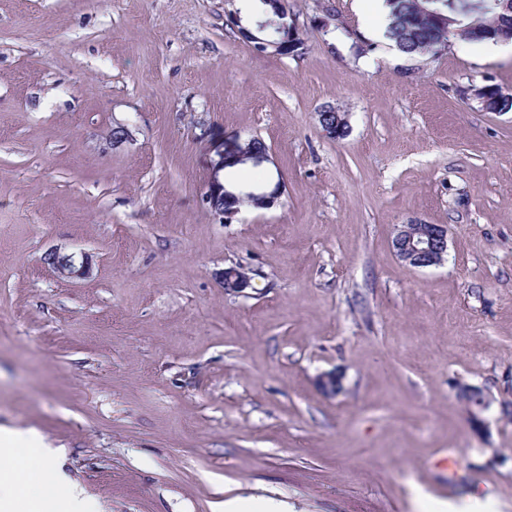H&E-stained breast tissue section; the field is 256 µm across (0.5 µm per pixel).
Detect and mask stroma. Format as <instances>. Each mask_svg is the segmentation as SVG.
I'll return each instance as SVG.
<instances>
[{"label":"stroma","instance_id":"stroma-1","mask_svg":"<svg viewBox=\"0 0 512 512\" xmlns=\"http://www.w3.org/2000/svg\"><path fill=\"white\" fill-rule=\"evenodd\" d=\"M285 5L272 55L229 0H0V426L100 512H512V110L469 94L512 93V51L408 59L375 0ZM252 137L273 163L232 178L284 193L219 222L215 144ZM412 222L447 225L442 265L397 257ZM495 92H497V97L506 100V101H512V94H505L503 91L496 87V91L492 89L489 92V96L491 98V101L488 103V98L486 96V86L482 87H476L474 89H471L472 96L481 104L483 108H487V104L490 107V111H494L496 108L498 111H503L505 109H512V104L507 102H499V100L495 97ZM330 115H336L337 120L335 122L328 120ZM317 116L320 126L330 138L339 139L342 137L347 126L344 112H340L335 106H325L318 112ZM82 260L76 264L75 255H60L57 251L47 252L44 256L45 263L51 266L61 276L67 278L82 277L89 272V258L86 254L81 255ZM255 510V511H248ZM225 512H288L283 510L281 503L272 499L262 500L256 504H250L242 500L224 501Z\"/></svg>","mask_w":512,"mask_h":512}]
</instances>
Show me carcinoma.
Masks as SVG:
<instances>
[{"label":"carcinoma","mask_w":512,"mask_h":512,"mask_svg":"<svg viewBox=\"0 0 512 512\" xmlns=\"http://www.w3.org/2000/svg\"><path fill=\"white\" fill-rule=\"evenodd\" d=\"M261 7L258 21L265 24L254 30L259 37L277 43L283 29L289 26L288 10L279 0H259ZM389 8L386 38L401 53L419 56L421 50L434 47L448 40L445 29L437 22L444 16L454 20L449 28L453 36L472 40L470 27L478 25L489 33L498 30L500 9L497 0H384Z\"/></svg>","instance_id":"obj_1"}]
</instances>
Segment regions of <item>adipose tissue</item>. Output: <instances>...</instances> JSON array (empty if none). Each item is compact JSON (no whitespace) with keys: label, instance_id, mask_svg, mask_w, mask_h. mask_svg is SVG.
Returning <instances> with one entry per match:
<instances>
[{"label":"adipose tissue","instance_id":"ef3b65f1","mask_svg":"<svg viewBox=\"0 0 512 512\" xmlns=\"http://www.w3.org/2000/svg\"><path fill=\"white\" fill-rule=\"evenodd\" d=\"M53 455L35 433L0 428V512H16L21 502L26 512H98L96 504L52 466ZM20 456L39 467L38 495H31L16 478L15 461Z\"/></svg>","mask_w":512,"mask_h":512}]
</instances>
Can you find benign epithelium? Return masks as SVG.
<instances>
[{
    "label": "benign epithelium",
    "mask_w": 512,
    "mask_h": 512,
    "mask_svg": "<svg viewBox=\"0 0 512 512\" xmlns=\"http://www.w3.org/2000/svg\"><path fill=\"white\" fill-rule=\"evenodd\" d=\"M318 122L324 132L333 139L342 137L347 126L345 113L334 106H326L318 113ZM243 143L225 142L217 146L218 159L212 163L207 180L204 201L208 209L218 220H231L239 213L240 207L232 206L225 200L224 167L234 164L244 157ZM284 185L276 181L262 189L246 187L236 199H245L254 208H267L281 198ZM392 247L397 257L410 266L427 268L441 264L448 250V227L442 224H400L397 226L392 239ZM46 264L60 275L73 278L82 277L89 272V258L82 255L81 262H76L75 255H61L52 250L45 254ZM224 291L241 293L250 286V277L243 269H237L222 275ZM341 373L334 369L319 375L317 384L327 393H336V385L341 383Z\"/></svg>",
    "instance_id": "1"
}]
</instances>
